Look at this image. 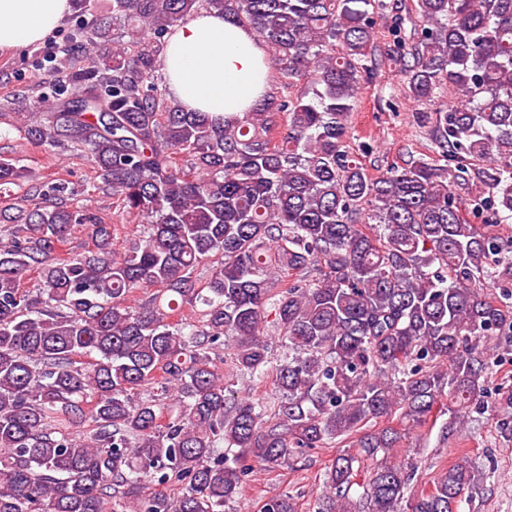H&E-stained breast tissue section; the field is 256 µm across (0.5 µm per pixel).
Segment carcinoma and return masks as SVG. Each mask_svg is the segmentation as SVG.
<instances>
[{"label":"carcinoma","instance_id":"obj_1","mask_svg":"<svg viewBox=\"0 0 512 512\" xmlns=\"http://www.w3.org/2000/svg\"><path fill=\"white\" fill-rule=\"evenodd\" d=\"M72 2V40L89 49L59 62L69 94L33 125L24 90L0 116L37 146L90 154L144 232L112 249V225L71 208L61 184L48 201L0 207L13 225L0 241V512H224L254 463L293 465L371 421L424 424L443 398L464 425L485 397L487 343L512 335L509 295L478 291L512 286V258L461 209L512 220V0H417L423 25L397 43L401 73L417 100L457 95L423 117L455 166L418 159L376 178L346 140L381 0H112L110 15ZM202 10L268 48L279 91L251 112H189L170 96L167 37ZM25 178L0 156V186ZM75 224L91 225L94 249L48 261ZM33 268L34 295L21 288ZM185 305L199 325L173 320ZM271 315L288 358L267 420L211 353L230 336L233 368L262 376ZM147 385L156 393L134 399ZM400 438L361 435L359 456L327 471L317 512H458L475 483L466 456L413 497L415 466L382 462L353 500L354 463ZM263 512L296 504L281 495Z\"/></svg>","mask_w":512,"mask_h":512}]
</instances>
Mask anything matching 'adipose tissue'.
Here are the masks:
<instances>
[{
    "label": "adipose tissue",
    "mask_w": 512,
    "mask_h": 512,
    "mask_svg": "<svg viewBox=\"0 0 512 512\" xmlns=\"http://www.w3.org/2000/svg\"><path fill=\"white\" fill-rule=\"evenodd\" d=\"M70 10V0H0V50L42 42ZM162 72L171 94L191 111L248 112L269 87L267 47L223 14L202 11L175 27Z\"/></svg>",
    "instance_id": "ef3b65f1"
}]
</instances>
